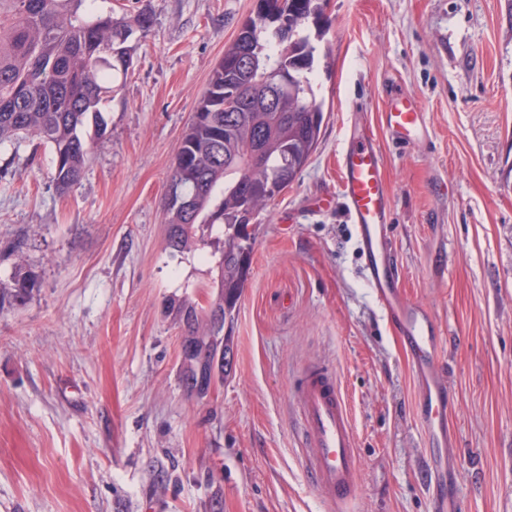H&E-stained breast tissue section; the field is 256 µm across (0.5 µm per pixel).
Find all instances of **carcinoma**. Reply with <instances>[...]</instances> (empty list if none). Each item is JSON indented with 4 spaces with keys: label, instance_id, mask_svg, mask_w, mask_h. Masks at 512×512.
Here are the masks:
<instances>
[{
    "label": "carcinoma",
    "instance_id": "obj_1",
    "mask_svg": "<svg viewBox=\"0 0 512 512\" xmlns=\"http://www.w3.org/2000/svg\"><path fill=\"white\" fill-rule=\"evenodd\" d=\"M85 0H0V143L36 140L54 155L60 194L81 179L91 144L81 134L101 122L98 105L114 74L132 64L134 29L112 13L84 12ZM322 0H259L224 49L175 152L162 201L171 247L193 244L196 224L224 225L220 287L212 300L234 318L248 279L253 242L239 232L301 174L316 151L324 112L313 87L323 36ZM258 152L249 168L243 159ZM33 281L18 266L0 302L23 298Z\"/></svg>",
    "mask_w": 512,
    "mask_h": 512
}]
</instances>
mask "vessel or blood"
<instances>
[{
  "label": "vessel or blood",
  "mask_w": 512,
  "mask_h": 512,
  "mask_svg": "<svg viewBox=\"0 0 512 512\" xmlns=\"http://www.w3.org/2000/svg\"><path fill=\"white\" fill-rule=\"evenodd\" d=\"M384 123L393 142L414 144L422 114L406 96L390 100ZM339 197L355 226L365 258V278L411 358L422 387L419 419L433 448L430 477L438 491L433 512H460L455 495L442 487L456 475V437L448 427L446 368L440 359V330L421 305L408 301L401 288L391 239V195L386 187L381 153L369 138L350 135L337 161ZM301 406L306 468L327 502L342 505L358 492L356 435L335 372L324 366L306 370L295 388Z\"/></svg>",
  "instance_id": "1"
}]
</instances>
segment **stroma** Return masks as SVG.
<instances>
[{"label": "stroma", "instance_id": "obj_1", "mask_svg": "<svg viewBox=\"0 0 512 512\" xmlns=\"http://www.w3.org/2000/svg\"><path fill=\"white\" fill-rule=\"evenodd\" d=\"M153 18L133 65L87 124L67 194L51 150L0 144V512H431L419 388L363 275L337 185L350 127L378 145L407 298L441 329L461 512H512V0H326L309 164L250 224L235 360L210 394L180 382L181 301L215 297L224 228L168 244L161 201L175 148L224 48L258 0H86ZM417 101L402 147L382 114ZM326 365L352 412L359 490L329 504L301 451L295 382ZM33 287V281L22 265L16 269L9 285L0 286V305L6 298H24Z\"/></svg>", "mask_w": 512, "mask_h": 512}]
</instances>
